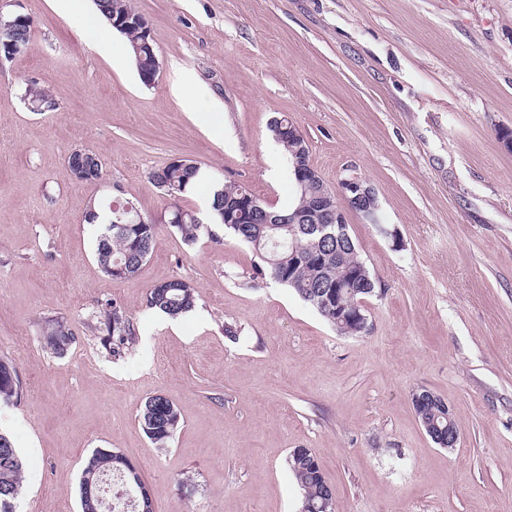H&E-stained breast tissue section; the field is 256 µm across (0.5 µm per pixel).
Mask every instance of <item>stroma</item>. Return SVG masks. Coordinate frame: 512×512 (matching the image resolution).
<instances>
[{"label": "stroma", "mask_w": 512, "mask_h": 512, "mask_svg": "<svg viewBox=\"0 0 512 512\" xmlns=\"http://www.w3.org/2000/svg\"><path fill=\"white\" fill-rule=\"evenodd\" d=\"M131 3L159 56L153 85L121 34L111 54L95 49L94 0L66 12L18 0L30 41L0 63V359L23 386L0 405V431L23 462L17 512H79L97 448L132 460L154 512H299L296 448L317 457L334 512H512V0ZM179 70L193 79L177 97ZM33 83L55 110L27 108ZM284 115L329 186L356 177L376 194L380 225L348 217L376 281L366 333H338L258 275L227 230L185 243L151 180L190 159L287 209L290 167L270 129ZM76 149L102 158V184L73 178ZM116 197L158 224L123 282L103 274L102 227L85 221ZM170 279L198 295L176 318L146 306ZM113 304L137 333L117 356L97 329ZM50 320L73 333L64 355L44 343ZM419 390L452 406L454 449L421 426ZM158 393L181 413L162 447L139 424Z\"/></svg>", "instance_id": "35a3bbf8"}]
</instances>
